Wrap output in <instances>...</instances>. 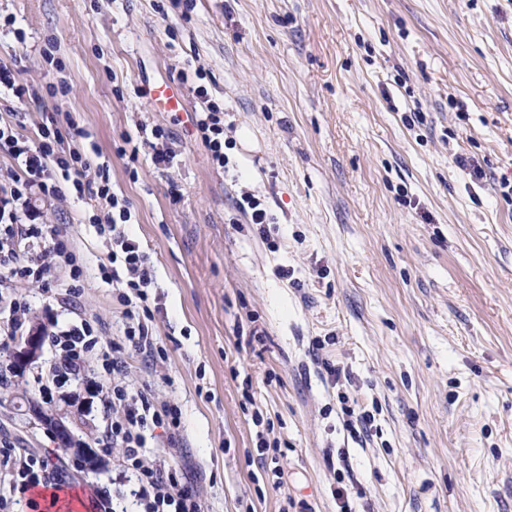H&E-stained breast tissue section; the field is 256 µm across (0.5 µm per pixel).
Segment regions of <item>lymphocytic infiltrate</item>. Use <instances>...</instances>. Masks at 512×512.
<instances>
[{"label":"lymphocytic infiltrate","instance_id":"obj_1","mask_svg":"<svg viewBox=\"0 0 512 512\" xmlns=\"http://www.w3.org/2000/svg\"><path fill=\"white\" fill-rule=\"evenodd\" d=\"M194 94L202 107L195 115L201 140L213 164L226 167L228 142L224 137V115L209 102L204 86H196ZM84 135L83 129L68 120L43 127L39 140L32 142L17 136L10 124L0 123V142L11 145L13 157L24 175L20 186L11 188L9 196L0 198V223L9 226L7 233L0 236V279L21 276L42 280L62 271L70 278L65 291L67 300L77 298L82 291L79 280L83 271L74 250L65 244L61 229L23 223L18 206L25 201V189L33 186L54 200L70 192L79 199L89 196L105 201L108 211L96 216L94 223L98 233L112 237L118 247L108 260L119 266L118 272L112 275L113 281L127 287L126 292L119 295L129 321L125 338L101 346L87 330L51 333L48 340L58 351L59 359L50 366L48 378L56 382L78 377L88 364L89 353H96L103 371L112 378L103 392L117 413L112 422V439L125 450L127 468L134 475L142 512H204L199 493L183 484L165 460L146 453L147 434L154 429H163L172 438L179 437L181 410L155 401L146 393H130L121 380L130 355L150 356L157 348L148 330L138 323L141 306L147 302L148 290L154 284V269L139 242L130 238L124 229L132 218L131 204L112 191L108 167L97 163L93 154L86 151H61L65 140ZM33 238L48 241L49 247L40 255L29 257L25 254L26 243ZM0 460L11 463L16 470L15 487L22 493L38 485L59 487L67 479L65 471L50 459L23 456L7 446L0 448Z\"/></svg>","mask_w":512,"mask_h":512}]
</instances>
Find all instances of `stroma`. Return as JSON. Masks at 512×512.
<instances>
[{
	"mask_svg": "<svg viewBox=\"0 0 512 512\" xmlns=\"http://www.w3.org/2000/svg\"><path fill=\"white\" fill-rule=\"evenodd\" d=\"M0 62L28 88L0 99V122L34 139L70 113L131 203L162 352L130 357L123 380L181 409L178 441L158 429L148 445L205 512H512V0H0ZM200 70L232 142L223 169L191 121ZM162 80L181 83L184 111L150 103ZM158 126L172 167L119 156ZM244 191L277 234L237 209ZM30 204L65 231L84 291L65 306L59 280L14 279L0 328L23 304L25 325L122 340L98 200ZM55 358L43 346L0 384V443L139 512L98 365L48 406L102 468L30 423ZM349 409L370 415L364 439ZM257 414L277 453L258 452Z\"/></svg>",
	"mask_w": 512,
	"mask_h": 512,
	"instance_id": "35a3bbf8",
	"label": "stroma"
}]
</instances>
